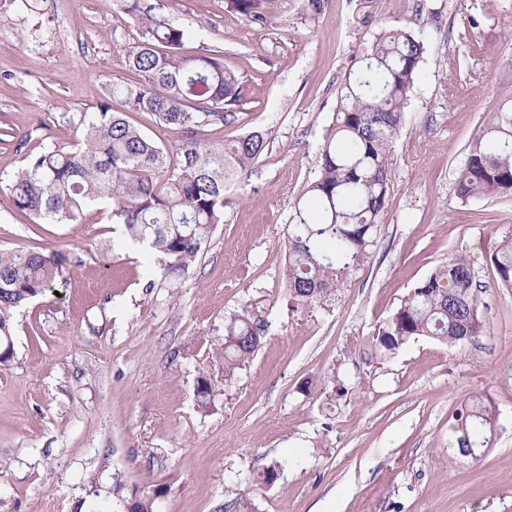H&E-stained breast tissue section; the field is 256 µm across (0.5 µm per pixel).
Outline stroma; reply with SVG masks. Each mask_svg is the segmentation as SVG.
<instances>
[{"instance_id":"35a3bbf8","label":"stroma","mask_w":512,"mask_h":512,"mask_svg":"<svg viewBox=\"0 0 512 512\" xmlns=\"http://www.w3.org/2000/svg\"><path fill=\"white\" fill-rule=\"evenodd\" d=\"M220 49L240 79L236 118L203 132L270 131L264 155L224 191V222L180 280L120 238L110 211L33 224L9 176L29 152L72 138L62 115L128 77L138 24L121 0H0V250L61 253L67 281L18 312L0 369V512H75L92 476L160 485V512H512V290L489 262L512 235V199L459 200L458 168L485 114L512 93V0H272L258 27L224 0H149ZM478 27H470V18ZM427 44L391 151L380 224L349 274L293 308L280 271L293 206L317 175L338 85L382 28ZM463 254L487 288L486 332L421 337L378 362L361 346L435 267ZM265 324L232 377L225 314ZM207 375L202 409L196 379ZM501 430L481 458L448 443L470 396ZM275 467L272 484L250 481Z\"/></svg>"}]
</instances>
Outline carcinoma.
Masks as SVG:
<instances>
[{
  "label": "carcinoma",
  "mask_w": 512,
  "mask_h": 512,
  "mask_svg": "<svg viewBox=\"0 0 512 512\" xmlns=\"http://www.w3.org/2000/svg\"><path fill=\"white\" fill-rule=\"evenodd\" d=\"M141 40L126 54L138 80L112 83L96 107L66 115L73 140L26 154L7 184L12 207L35 224H71L98 205L111 210L124 237L166 258L165 276L187 271L224 223V188L263 155L269 135L253 131L226 143L206 142L200 132L234 116L242 94L239 79L224 67L219 49L181 53L187 29L152 14L146 0H126ZM252 24L271 16L266 0H225ZM422 39L402 26L378 34L357 67L346 72L336 112L317 155L318 175L297 202L288 225V260L282 269L288 301L307 305L354 266L380 223L390 192V151L404 121L410 93L425 61ZM119 99L177 137L176 158L121 112ZM463 202L512 197V94L484 120L469 145L455 181ZM500 284L512 288V235L490 255ZM68 269L59 254L39 250L0 252V343L13 339L16 311L44 294ZM473 264L458 255L437 266L403 297L367 343L383 358L408 342L429 337L462 346L484 332L482 296ZM264 326L246 313L224 317V375L253 356ZM14 360V346L0 354V368ZM457 452L475 456L493 447L498 412L485 396L460 408L449 425ZM108 499L92 512H114L133 503L135 512H159L167 491L160 485H128L116 475Z\"/></svg>",
  "instance_id": "1"
}]
</instances>
